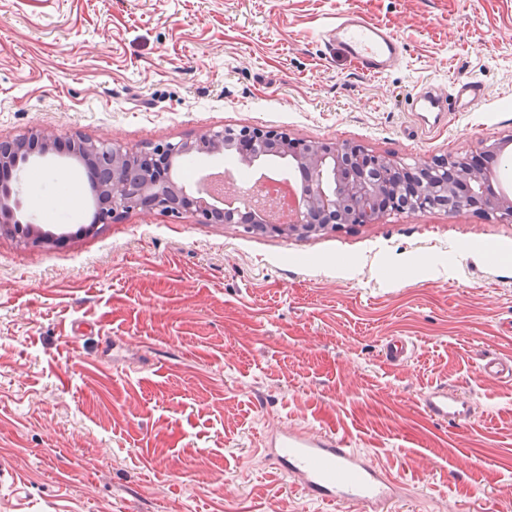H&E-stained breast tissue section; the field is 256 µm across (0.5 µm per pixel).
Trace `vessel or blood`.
Here are the masks:
<instances>
[{
	"label": "vessel or blood",
	"mask_w": 512,
	"mask_h": 512,
	"mask_svg": "<svg viewBox=\"0 0 512 512\" xmlns=\"http://www.w3.org/2000/svg\"><path fill=\"white\" fill-rule=\"evenodd\" d=\"M324 37L371 76L396 67L403 56L402 46L391 32L349 12L339 15ZM484 97L485 88L480 82L462 79L445 97L429 87L417 91L410 99L409 109L438 115L470 112ZM381 353L388 362L402 363L410 355V344L403 337L393 336L383 343ZM481 370L488 379L512 381L511 358L485 357ZM422 406L429 416L448 422L467 421L475 414L469 397L445 386L429 390ZM261 452L296 487L317 501L355 503L363 512H387L390 504L404 496L402 488L384 468L332 434L283 426L264 436Z\"/></svg>",
	"instance_id": "obj_1"
}]
</instances>
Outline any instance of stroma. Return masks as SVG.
Wrapping results in <instances>:
<instances>
[{
  "instance_id": "1",
  "label": "stroma",
  "mask_w": 512,
  "mask_h": 512,
  "mask_svg": "<svg viewBox=\"0 0 512 512\" xmlns=\"http://www.w3.org/2000/svg\"><path fill=\"white\" fill-rule=\"evenodd\" d=\"M392 32L373 77L324 40L338 14ZM459 78L486 98L420 127L408 100ZM355 143L410 170L512 139V0H0V139L48 130L132 152L227 128ZM53 150L0 227V512H361L310 500L259 451L328 431L406 488L392 512H512V222L468 206L309 237L132 211L92 221ZM81 325L78 344L68 340ZM122 337L111 355L104 339ZM411 359L381 355L386 337ZM446 384L463 423L420 401ZM410 350L407 339L401 336H392L382 344L381 353L390 363H403L409 358ZM484 375L494 381H512V359L500 356H486L481 364ZM422 406L429 416L448 422L468 421L475 414L469 397L446 386L429 390L422 400Z\"/></svg>"
}]
</instances>
